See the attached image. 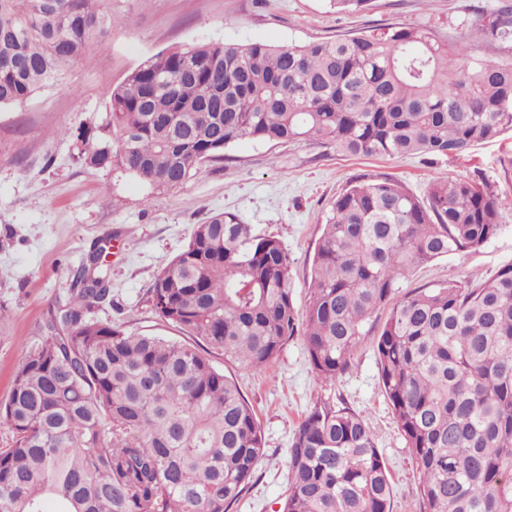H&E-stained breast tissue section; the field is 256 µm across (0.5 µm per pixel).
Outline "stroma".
I'll use <instances>...</instances> for the list:
<instances>
[{
    "label": "stroma",
    "instance_id": "1",
    "mask_svg": "<svg viewBox=\"0 0 512 512\" xmlns=\"http://www.w3.org/2000/svg\"><path fill=\"white\" fill-rule=\"evenodd\" d=\"M498 2L372 0L367 10L351 13L330 8L328 0H110L117 22L89 60L70 65L57 84L25 104L0 108V402L9 396L26 349L40 337L47 307L67 296L72 270L96 240L110 239L112 246L105 264L112 293L97 317L179 341L182 332L160 318L148 290L195 225L214 214L236 213L283 243L301 313L331 203L352 181L390 176L422 199L435 178L473 179L512 196V165L503 163L512 158L511 132L457 160L354 157L313 142L245 138L179 187L154 191L119 167L85 166L69 135L79 127L99 130L112 90L128 72L175 46L288 47L387 25L431 30L450 43L462 66L475 56L505 62L512 59L511 47L493 49L470 35L479 12L493 11ZM499 222V234L479 250L412 269L399 280V294L489 278L512 263V207L501 209ZM387 315L383 309L373 316L348 369L329 382L313 371L299 335L259 372L214 357L254 408L265 441L250 487L231 512H279L288 489L289 441L313 404L325 398L368 420L389 471L392 512H422L417 466L379 377L375 342Z\"/></svg>",
    "mask_w": 512,
    "mask_h": 512
}]
</instances>
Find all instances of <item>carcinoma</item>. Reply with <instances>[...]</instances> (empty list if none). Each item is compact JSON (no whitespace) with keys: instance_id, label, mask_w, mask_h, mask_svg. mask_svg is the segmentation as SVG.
Returning a JSON list of instances; mask_svg holds the SVG:
<instances>
[{"instance_id":"1","label":"carcinoma","mask_w":512,"mask_h":512,"mask_svg":"<svg viewBox=\"0 0 512 512\" xmlns=\"http://www.w3.org/2000/svg\"><path fill=\"white\" fill-rule=\"evenodd\" d=\"M105 0H0V107L57 83L116 22ZM512 44V5L474 29ZM512 131V62L457 65L426 29L277 47L198 44L147 59L113 90L78 158L117 164L154 190L182 185L250 137L314 141L351 156L460 158ZM512 206L474 180L435 178L421 201L383 177L331 205L298 319L281 242L232 212L194 227L149 288L187 342L90 316L112 288L103 247L74 270L17 368L0 425V512H230L264 455L235 380L303 336L316 375L348 367L372 316L385 395L419 470L423 512H512V263L490 280L448 281L397 297L412 268L476 251ZM280 512H391L387 466L367 420L314 403L288 448Z\"/></svg>"}]
</instances>
